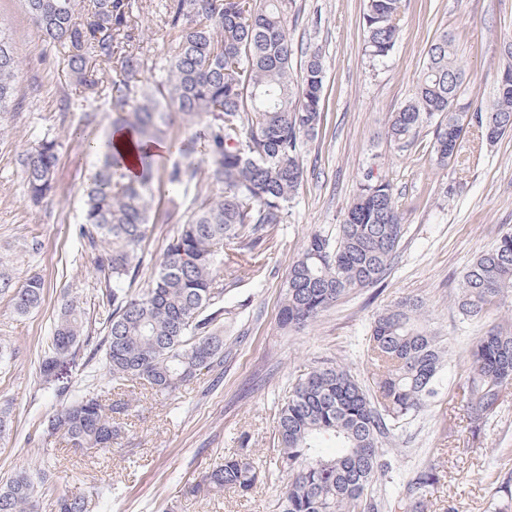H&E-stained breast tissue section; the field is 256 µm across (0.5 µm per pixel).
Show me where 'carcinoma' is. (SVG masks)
<instances>
[{
  "instance_id": "carcinoma-1",
  "label": "carcinoma",
  "mask_w": 512,
  "mask_h": 512,
  "mask_svg": "<svg viewBox=\"0 0 512 512\" xmlns=\"http://www.w3.org/2000/svg\"><path fill=\"white\" fill-rule=\"evenodd\" d=\"M43 38L67 54L72 80L109 104L112 126L128 128L146 142L170 141L180 155L195 150L209 162V184L200 185L193 166L175 165L167 193L172 203L188 200L189 215L168 243L148 286L133 290L145 262L143 242L154 223L155 156L138 151L136 172L108 137L91 133L86 148L99 165L84 190L80 237L97 252L103 274V337L109 383L145 381L157 393L174 391L202 369L224 362V289L214 286L224 246L269 239L288 216V204L304 182L303 139L321 125L325 72L318 52L294 71L295 49L286 27L288 0H169L158 32L175 42L164 75L142 78L147 66L137 44L139 15L132 0H24ZM401 0H366L362 16L366 49L387 60L399 39ZM19 61L0 30V112L15 96ZM461 65L443 33L432 41L409 100L391 113L385 136L411 144L426 124L434 125L440 164L457 154L465 122L495 142L512 132V66L500 73L491 107L470 110L460 103ZM190 123L202 116L193 138H170V117ZM59 152L44 138L20 160L29 199L47 201L55 189ZM403 237L402 218L389 181L367 179L343 214L336 238L310 236L283 283L280 320L305 327L352 290L379 282L390 269ZM26 314L41 306L44 284L32 276L16 287L0 268V295ZM512 298V233L482 251L462 275L455 305L464 322H480ZM86 318L76 300L62 303L45 343L39 372L61 400L48 424L73 448L109 451L119 435L112 422L128 412L122 399L106 404L94 384L68 402L55 385L59 360L84 343ZM374 376L367 391L346 368L319 366L292 387L278 410L276 465L287 481L277 512H423L437 483L424 467L396 495L379 500L374 491L390 472L385 445L426 400L435 395L447 355L425 324L424 307L404 301L380 312L369 336ZM465 407L474 429L500 407L512 385V329L497 327L471 350ZM45 472L19 470L0 485V512H35ZM258 481L256 462L224 458L185 494L232 490L246 495ZM83 495L63 494L58 512H87Z\"/></svg>"
}]
</instances>
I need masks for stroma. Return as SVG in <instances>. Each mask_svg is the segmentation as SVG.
<instances>
[{
  "instance_id": "1",
  "label": "stroma",
  "mask_w": 512,
  "mask_h": 512,
  "mask_svg": "<svg viewBox=\"0 0 512 512\" xmlns=\"http://www.w3.org/2000/svg\"><path fill=\"white\" fill-rule=\"evenodd\" d=\"M167 0H143L150 31L143 50L150 76L173 53L172 42L152 36ZM364 0H292L287 25L296 58L319 50L325 70L324 120L303 149L305 180L289 206L286 223L253 250L224 248L227 349L224 363L198 373L174 392L154 393L137 380L123 387L131 401L111 452L74 450L61 435H48L58 406L39 377L43 345L64 299L82 303L89 343L57 369L69 396L82 390L88 372L105 380L103 356H90L103 334L98 294L103 278L95 255L81 240L83 188L97 163L82 133L111 129L104 101L86 98L66 67L62 48L48 44L29 21L22 0H0V30L12 39L19 60L13 106L0 112V264L16 284L30 276L44 282L39 309L17 314L0 296V403L12 406L11 436L0 442V482L19 469L47 467L37 512H57L61 494H82L88 512H274L275 488L284 482L275 467L276 416L293 384L323 362L349 369L372 387L367 336L373 318L406 300L423 301L428 323L449 345L436 394L399 429L387 455L391 482H406L422 466L439 481L426 512H512V393L479 432L463 409L469 351L491 326L512 327V305L484 321L460 320L455 296L472 260L512 231V133L495 144L464 134L448 165L437 164L434 128L423 127L414 144L387 142L391 112L411 96L428 46L448 33L465 69L462 102L487 106L512 40V0H402L401 36L385 62L365 53L360 19ZM85 109H64V99ZM96 119L86 124V112ZM58 144V191L53 201L29 203L21 157L43 138ZM388 180L399 203L404 235L397 257L374 287L351 291L312 324L280 323L282 284L304 242L315 233L335 235L346 206L366 175ZM186 209L161 202L143 244L145 288L177 235ZM250 453L265 475L247 496L232 491L191 497L182 492L225 457Z\"/></svg>"
}]
</instances>
